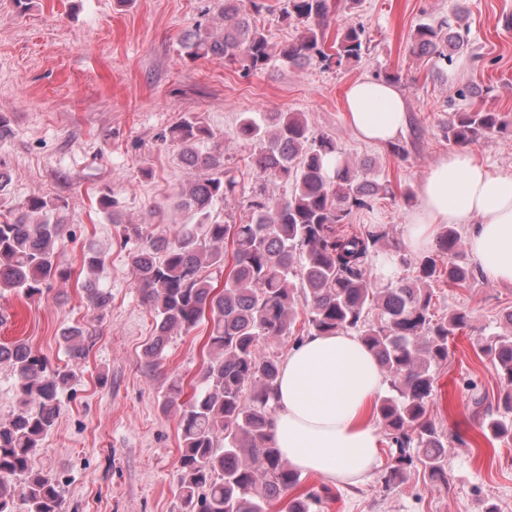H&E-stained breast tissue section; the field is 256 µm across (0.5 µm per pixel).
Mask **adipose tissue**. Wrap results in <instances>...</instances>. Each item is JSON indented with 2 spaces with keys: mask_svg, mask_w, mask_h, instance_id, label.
<instances>
[{
  "mask_svg": "<svg viewBox=\"0 0 512 512\" xmlns=\"http://www.w3.org/2000/svg\"><path fill=\"white\" fill-rule=\"evenodd\" d=\"M401 91L362 78L345 93V120L360 139L395 141L404 131ZM436 224H468L471 254L494 285H512V173H494L472 152L443 155L420 187L407 230L413 248L431 244ZM385 388L374 355L351 332L306 336L280 367L270 433L283 458L304 473L346 488L365 483L380 464L382 435L370 408Z\"/></svg>",
  "mask_w": 512,
  "mask_h": 512,
  "instance_id": "obj_1",
  "label": "adipose tissue"
}]
</instances>
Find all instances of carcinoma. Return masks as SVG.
I'll return each instance as SVG.
<instances>
[{"label":"carcinoma","mask_w":512,"mask_h":512,"mask_svg":"<svg viewBox=\"0 0 512 512\" xmlns=\"http://www.w3.org/2000/svg\"><path fill=\"white\" fill-rule=\"evenodd\" d=\"M360 0H283L281 20L294 24L296 38L274 51L257 18L272 11L268 0H215L224 33L197 24L182 41L192 59L220 57L245 73H260L273 58L298 65L313 59L338 69L361 60L366 39L352 21ZM338 23L336 41L325 47L326 29ZM461 18L443 17L417 26L413 51L446 66L464 50ZM512 132V120L499 112H456L446 126L448 141L470 145L493 134ZM211 131L197 117L169 129V141L183 146L181 160L197 178L171 204L191 220L169 235L157 224H125L112 194L98 208L112 216L124 245L127 264L154 315L156 334L142 354L143 367L159 366L169 336L205 327L206 359L200 379L186 400L183 385L171 384L166 404L178 412L182 451L179 458L180 512H268L294 491L301 474L282 458L269 431L280 362L261 349L262 339L293 335L306 315L307 334L353 332L375 354L389 382L387 395L374 405L392 446L399 449L383 476L385 487L398 483L418 459L433 483L448 484L445 434L428 413L434 369L448 360V343L468 326L464 313L434 318V285L465 286L471 271L455 262L464 241L453 229L437 240L435 256L412 257L390 248L384 225L346 230L355 209L389 188L362 177L348 161L329 175L325 160L341 154L332 137L310 135L298 112L242 113L235 137L257 147L255 184L239 220L212 218L216 202L232 199L238 181L224 168V152H202L198 143ZM269 181L289 189L279 197L266 193ZM9 173L0 166V294L39 299L55 281H68L72 270L61 260L65 225L50 213L64 208L43 197L19 207L3 195ZM102 253L90 249L82 265L89 273L104 266ZM414 264L406 281L397 270ZM225 273L219 285L204 273ZM83 291L91 307H104L109 295L92 282ZM63 340L72 364L52 367L23 342L0 345V363L16 379L17 410L0 420V512H65V493L55 476L37 470L33 457L54 428L60 395L71 388L90 336L79 326L66 328ZM491 356L505 387L490 401L475 390L471 400L482 416L481 433L490 443L512 441V331L474 344ZM334 499L329 487L290 498L286 512H317Z\"/></svg>","instance_id":"obj_1"}]
</instances>
